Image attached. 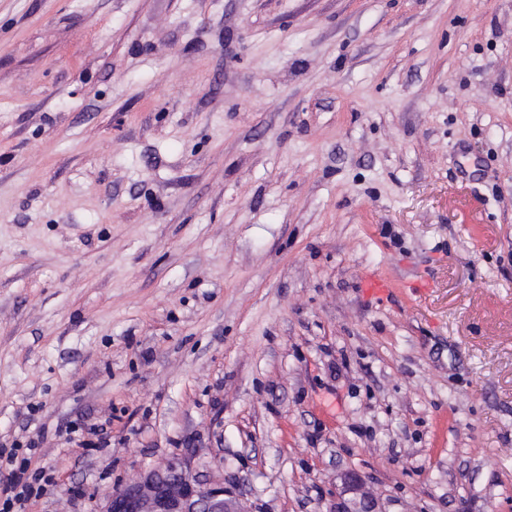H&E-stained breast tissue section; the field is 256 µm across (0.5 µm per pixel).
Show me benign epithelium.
I'll return each mask as SVG.
<instances>
[{
  "instance_id": "1",
  "label": "benign epithelium",
  "mask_w": 512,
  "mask_h": 512,
  "mask_svg": "<svg viewBox=\"0 0 512 512\" xmlns=\"http://www.w3.org/2000/svg\"><path fill=\"white\" fill-rule=\"evenodd\" d=\"M107 512H253L252 506L224 487L200 483L178 455L112 493ZM329 512H380L377 500L364 490L360 475L344 477L343 490Z\"/></svg>"
}]
</instances>
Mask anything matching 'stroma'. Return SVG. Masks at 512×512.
<instances>
[{
    "label": "stroma",
    "instance_id": "35a3bbf8",
    "mask_svg": "<svg viewBox=\"0 0 512 512\" xmlns=\"http://www.w3.org/2000/svg\"><path fill=\"white\" fill-rule=\"evenodd\" d=\"M0 452L512 512V0H0Z\"/></svg>",
    "mask_w": 512,
    "mask_h": 512
}]
</instances>
